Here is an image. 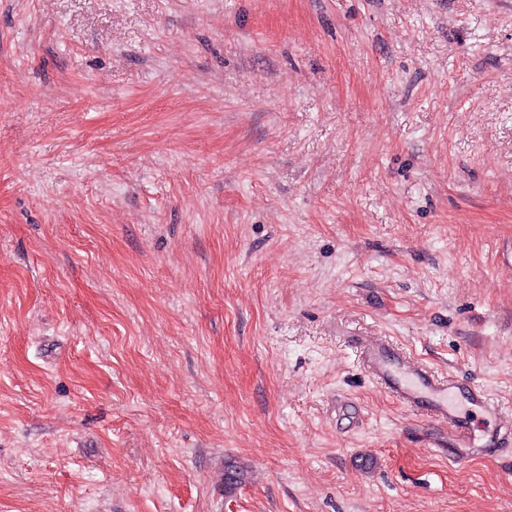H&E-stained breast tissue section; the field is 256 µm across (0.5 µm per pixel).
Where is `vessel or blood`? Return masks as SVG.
<instances>
[{"label":"vessel or blood","mask_w":512,"mask_h":512,"mask_svg":"<svg viewBox=\"0 0 512 512\" xmlns=\"http://www.w3.org/2000/svg\"><path fill=\"white\" fill-rule=\"evenodd\" d=\"M360 358L375 383L399 403L447 425L453 446L450 460L462 461L475 452L469 414L502 424L506 432L512 433V423L503 422L496 403L484 389L464 385L452 377H439L387 339L364 342Z\"/></svg>","instance_id":"b4317fda"}]
</instances>
